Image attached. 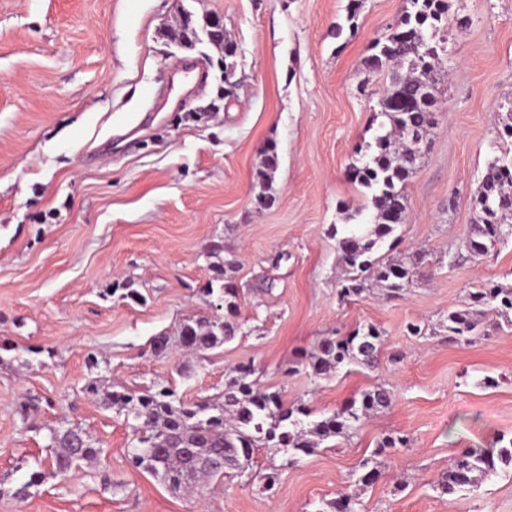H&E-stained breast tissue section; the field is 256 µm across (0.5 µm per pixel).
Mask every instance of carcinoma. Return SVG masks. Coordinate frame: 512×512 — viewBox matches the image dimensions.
<instances>
[{"instance_id":"obj_1","label":"carcinoma","mask_w":512,"mask_h":512,"mask_svg":"<svg viewBox=\"0 0 512 512\" xmlns=\"http://www.w3.org/2000/svg\"><path fill=\"white\" fill-rule=\"evenodd\" d=\"M408 4L387 33L373 41L372 54L366 59L369 68L388 72L389 86L377 102L375 118L379 119L380 133L349 168L352 181L370 194L367 207L373 210L372 221L358 222L363 213L360 209L335 231L339 259L347 273L339 290L342 299L358 296L371 285L385 289L389 297L396 296L410 286L425 258L419 251L404 253L398 259L375 256L394 234L408 207L404 185L417 162L411 134L425 131L434 122L440 105L435 95L434 68L443 47L437 41L430 42L428 33L447 23L451 3L408 0ZM500 109L506 115L498 139L512 141V97ZM277 166L275 147L269 146L257 173L259 191L255 192V203L260 207ZM505 185L512 187V164L503 163L495 155L488 160L486 173L471 200L478 219L463 247L472 256L496 251L512 238V224L505 223V215L512 213V201L491 203L493 192ZM222 252L219 244L210 252L214 262L210 264L212 276L205 292L211 295L217 289L222 291L224 315H194L183 322L180 346L191 353L212 350L233 340L242 330L238 294L232 285L237 261L222 257ZM487 310L506 319L512 316L511 284L492 283L477 288L469 293L464 305L449 309L444 325L448 340L467 342L473 336L486 335L481 329V317ZM383 344L384 330L375 324L357 328L346 336H327L306 355L309 374L321 379L345 366L374 371L379 366ZM173 346L172 337L166 334H157L150 340V347L158 356L169 354ZM252 375L251 367L238 366L225 378L219 400L191 405L185 404L175 389L163 384L142 390L114 385L112 390L103 391L92 379L85 383L83 392L123 412L134 431L132 463L174 492L229 471L243 476L257 448H273L294 465L315 453L323 442L355 434L367 417L389 407L393 400L390 388L376 384L359 398L316 417L304 405L286 406L280 392L260 389ZM48 439L49 445L57 449L54 462L60 472L78 461H91L102 452L79 427L52 429ZM406 445L402 436H382L371 456L360 462L355 485L368 487L375 483L380 477L377 458L389 448ZM203 456L218 458L224 462L223 468H205L200 463ZM499 464L512 466V437H497L490 449L463 450L434 489L450 498L460 491L474 492ZM362 507L360 494L352 489L325 501L317 512H361Z\"/></svg>"}]
</instances>
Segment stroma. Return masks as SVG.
<instances>
[{"label": "stroma", "mask_w": 512, "mask_h": 512, "mask_svg": "<svg viewBox=\"0 0 512 512\" xmlns=\"http://www.w3.org/2000/svg\"><path fill=\"white\" fill-rule=\"evenodd\" d=\"M349 0H0V512H317L345 491L386 433L389 449L365 512H512V467L478 491L445 498L434 485L454 455L512 436V326L485 314L486 335L454 343L440 323L489 282L512 283V241L458 258L474 219L470 197L512 97V0H453L441 110L409 179L395 234L424 264L401 295L340 300L332 232L365 202L348 168L372 141L389 84L364 65L406 0H363L355 32H337ZM220 16L232 60L208 41L186 48L183 16ZM201 67L203 88L181 74ZM275 144L276 203L256 209L255 173ZM235 258L245 331L196 355H155L152 336L193 314H223L203 292L207 252ZM130 287L142 298L117 294ZM372 323L385 331L377 370L309 375L301 356L326 336ZM416 323L422 335L409 333ZM96 355L97 369L87 358ZM251 364L261 389L315 414L374 384L390 407L352 437L325 441L289 466L259 449L243 477L175 493L130 460L122 414L84 395L108 385L172 386L185 402L220 397ZM495 386H484V377ZM78 425L101 456L63 474L51 429ZM280 476L260 491L270 468ZM37 486L15 490L31 471Z\"/></svg>", "instance_id": "obj_1"}]
</instances>
